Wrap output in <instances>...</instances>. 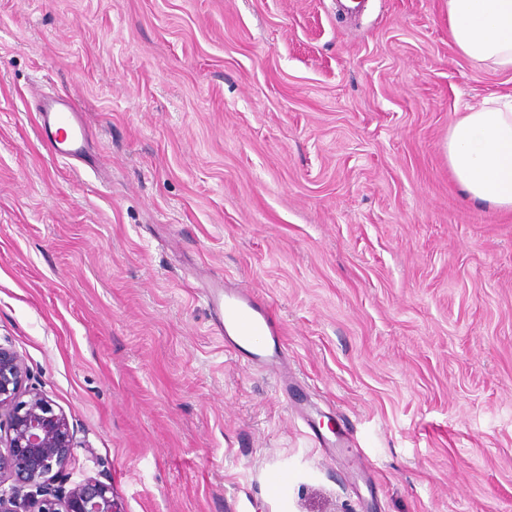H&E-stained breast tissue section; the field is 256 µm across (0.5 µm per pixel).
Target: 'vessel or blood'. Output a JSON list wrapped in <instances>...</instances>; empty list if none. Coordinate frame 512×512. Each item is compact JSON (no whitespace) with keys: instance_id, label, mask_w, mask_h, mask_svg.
<instances>
[{"instance_id":"b4317fda","label":"vessel or blood","mask_w":512,"mask_h":512,"mask_svg":"<svg viewBox=\"0 0 512 512\" xmlns=\"http://www.w3.org/2000/svg\"><path fill=\"white\" fill-rule=\"evenodd\" d=\"M42 138L53 154L66 159L82 157L87 130L79 105L69 96L44 97L41 105ZM208 304L224 345L243 354L250 363L276 371L283 362L280 328L270 308L245 288L215 284Z\"/></svg>"}]
</instances>
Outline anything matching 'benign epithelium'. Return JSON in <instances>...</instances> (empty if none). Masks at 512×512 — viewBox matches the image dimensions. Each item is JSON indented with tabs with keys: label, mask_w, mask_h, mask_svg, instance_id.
Wrapping results in <instances>:
<instances>
[{
	"label": "benign epithelium",
	"mask_w": 512,
	"mask_h": 512,
	"mask_svg": "<svg viewBox=\"0 0 512 512\" xmlns=\"http://www.w3.org/2000/svg\"><path fill=\"white\" fill-rule=\"evenodd\" d=\"M27 377L20 356L0 344V512H124L100 480L65 487L79 445L64 414L28 388Z\"/></svg>",
	"instance_id": "obj_1"
}]
</instances>
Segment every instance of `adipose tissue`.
Segmentation results:
<instances>
[{"label": "adipose tissue", "mask_w": 512, "mask_h": 512, "mask_svg": "<svg viewBox=\"0 0 512 512\" xmlns=\"http://www.w3.org/2000/svg\"><path fill=\"white\" fill-rule=\"evenodd\" d=\"M457 53L498 71H512V0H447ZM448 166L473 200L512 210V94L485 99L448 130Z\"/></svg>", "instance_id": "ef3b65f1"}]
</instances>
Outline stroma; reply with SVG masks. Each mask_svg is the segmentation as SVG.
<instances>
[{
  "label": "stroma",
  "instance_id": "35a3bbf8",
  "mask_svg": "<svg viewBox=\"0 0 512 512\" xmlns=\"http://www.w3.org/2000/svg\"><path fill=\"white\" fill-rule=\"evenodd\" d=\"M56 92L83 160L40 136ZM507 93L446 0H0V343L82 445L68 484L124 512H512V211L447 151ZM218 277L272 309L279 373L214 333ZM42 139L53 154L66 159L82 157L87 130L79 105L68 95L44 96L41 105Z\"/></svg>",
  "mask_w": 512,
  "mask_h": 512
}]
</instances>
